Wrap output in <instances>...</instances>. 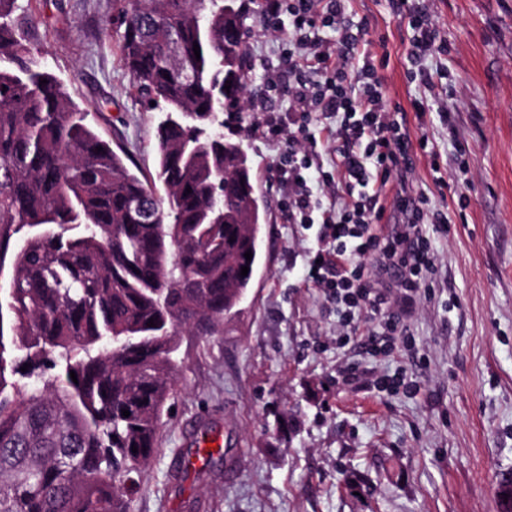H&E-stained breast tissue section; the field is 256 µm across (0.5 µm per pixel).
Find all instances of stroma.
Instances as JSON below:
<instances>
[{
	"mask_svg": "<svg viewBox=\"0 0 512 512\" xmlns=\"http://www.w3.org/2000/svg\"><path fill=\"white\" fill-rule=\"evenodd\" d=\"M29 9L39 62L154 180L160 115L142 108L120 63L112 0ZM429 9L448 51L414 68L412 31L390 0L347 2L350 19L369 23L368 51L388 57V105L441 155L436 170L418 156L411 176L447 228L430 235L438 276L406 335L375 356L339 341L335 306L303 278L320 228L287 223L280 149L241 130L268 202L260 263L223 332L180 335L181 371L133 512H497L512 473V0ZM402 375L414 390L382 388ZM206 427L222 456L176 480L175 461Z\"/></svg>",
	"mask_w": 512,
	"mask_h": 512,
	"instance_id": "stroma-1",
	"label": "stroma"
}]
</instances>
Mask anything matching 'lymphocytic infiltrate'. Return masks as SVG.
Returning a JSON list of instances; mask_svg holds the SVG:
<instances>
[{"label": "lymphocytic infiltrate", "instance_id": "1", "mask_svg": "<svg viewBox=\"0 0 512 512\" xmlns=\"http://www.w3.org/2000/svg\"><path fill=\"white\" fill-rule=\"evenodd\" d=\"M408 14L411 57L441 51L431 15L419 5ZM260 22L282 34L284 56L263 71L253 109L266 118L249 132L281 146L277 170L288 223L321 227L323 247L306 278L326 288L361 346H390L406 330L400 311L415 304L436 272L424 227L428 197L392 181L428 139L412 141L405 112L387 107L386 62L346 22L342 0H264ZM274 102L287 122L267 116ZM323 138L333 149L319 147ZM389 209L398 220L378 234ZM362 315L376 328L361 330Z\"/></svg>", "mask_w": 512, "mask_h": 512}]
</instances>
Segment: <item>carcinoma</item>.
Wrapping results in <instances>:
<instances>
[{"label": "carcinoma", "mask_w": 512, "mask_h": 512, "mask_svg": "<svg viewBox=\"0 0 512 512\" xmlns=\"http://www.w3.org/2000/svg\"><path fill=\"white\" fill-rule=\"evenodd\" d=\"M253 2L112 0L124 68L164 113L160 196L36 60L27 5L0 0V512H131L178 336L224 330L251 286L266 206L230 127Z\"/></svg>", "instance_id": "obj_1"}]
</instances>
